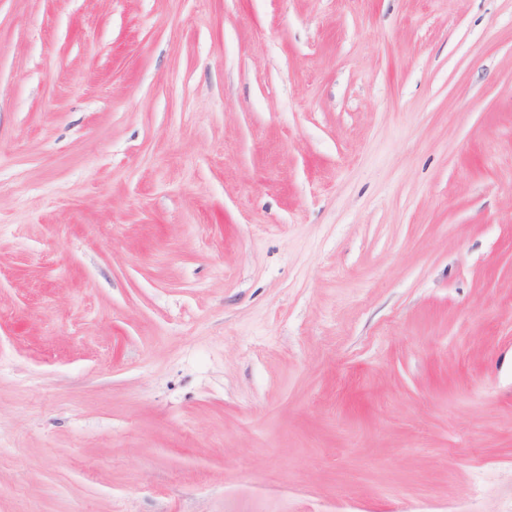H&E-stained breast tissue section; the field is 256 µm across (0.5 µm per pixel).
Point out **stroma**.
Wrapping results in <instances>:
<instances>
[{"mask_svg":"<svg viewBox=\"0 0 512 512\" xmlns=\"http://www.w3.org/2000/svg\"><path fill=\"white\" fill-rule=\"evenodd\" d=\"M0 512H512V0H0Z\"/></svg>","mask_w":512,"mask_h":512,"instance_id":"1","label":"stroma"}]
</instances>
